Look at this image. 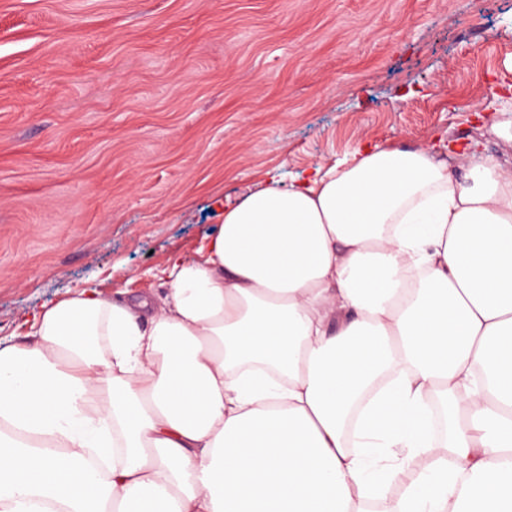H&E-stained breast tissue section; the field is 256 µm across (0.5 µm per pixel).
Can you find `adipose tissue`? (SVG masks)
Wrapping results in <instances>:
<instances>
[{"label":"adipose tissue","instance_id":"1","mask_svg":"<svg viewBox=\"0 0 512 512\" xmlns=\"http://www.w3.org/2000/svg\"><path fill=\"white\" fill-rule=\"evenodd\" d=\"M463 155L269 176L161 299L35 312L0 346V512H512V168Z\"/></svg>","mask_w":512,"mask_h":512}]
</instances>
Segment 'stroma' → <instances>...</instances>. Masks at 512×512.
Masks as SVG:
<instances>
[{
    "label": "stroma",
    "instance_id": "stroma-1",
    "mask_svg": "<svg viewBox=\"0 0 512 512\" xmlns=\"http://www.w3.org/2000/svg\"><path fill=\"white\" fill-rule=\"evenodd\" d=\"M512 0H0V340L163 292L225 205L358 143L512 167Z\"/></svg>",
    "mask_w": 512,
    "mask_h": 512
}]
</instances>
